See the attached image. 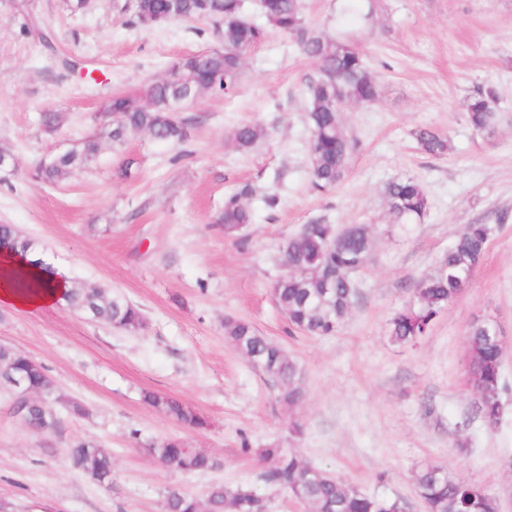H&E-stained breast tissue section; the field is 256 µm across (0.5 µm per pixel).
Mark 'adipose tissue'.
Wrapping results in <instances>:
<instances>
[{
	"mask_svg": "<svg viewBox=\"0 0 512 512\" xmlns=\"http://www.w3.org/2000/svg\"><path fill=\"white\" fill-rule=\"evenodd\" d=\"M23 270L29 277L42 280L43 285L24 293L18 290L13 280L15 270ZM69 280L65 268L53 265L44 269L31 264H18L12 250L0 251V302L22 309H33L58 302Z\"/></svg>",
	"mask_w": 512,
	"mask_h": 512,
	"instance_id": "obj_1",
	"label": "adipose tissue"
}]
</instances>
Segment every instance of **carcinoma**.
Masks as SVG:
<instances>
[{"label":"carcinoma","mask_w":512,"mask_h":512,"mask_svg":"<svg viewBox=\"0 0 512 512\" xmlns=\"http://www.w3.org/2000/svg\"><path fill=\"white\" fill-rule=\"evenodd\" d=\"M134 24L151 28L179 20H213L223 27L220 49L186 55L171 65L168 74L153 81L142 93L148 106L126 93H117L102 106L112 117V125L86 137L78 147L38 166L46 183L57 184L71 172L93 161L103 143L122 146L129 135L146 133L162 143L188 139V121L180 116L184 105L205 92L233 87L244 54L262 42L267 28L298 39L302 52L317 66V76L307 85L306 118L310 128L309 176L313 190H335L348 170L355 142L345 131L337 98L353 103L376 99L377 85L364 65L352 39H328L306 33L301 0H261L259 11L265 23L245 17L243 0H132ZM496 98L491 88H479L469 98L467 119L478 133H491L499 122L492 107ZM265 135L259 125L235 128L233 139L248 148ZM420 150L432 155L448 153V139L427 127L414 132ZM253 187L244 183L224 198V210L216 223L224 235L233 236L252 222L248 201ZM389 213L399 224L425 215L428 199L422 185L413 178L390 182L385 189ZM491 228L469 224L456 237L434 271L414 288L411 302L395 313L390 336L399 344H414L428 335L435 318L469 287L470 276L483 265ZM0 244L21 252L39 247L33 239L17 234L10 224H0ZM371 247L369 229L352 224L341 229L331 224H305L288 241V272L274 284L273 296L291 327L307 336H332L341 328L352 309L358 290L353 275L365 264ZM62 302L90 320L125 331L142 327L141 310L124 296L100 286L70 287ZM224 335L247 359L260 363L259 371L273 380L278 398L292 406L304 398L299 372L286 351L263 336L249 322L224 320ZM469 382L479 394V410L488 422L496 421L502 410V344L489 324H473L468 330ZM24 381L34 395L43 397L52 408L55 387L45 367L18 348L0 345V384ZM145 401L189 427H201L199 417L181 402L147 392ZM44 409L24 411L22 422L40 431ZM150 453L170 468L185 474L203 473L214 467L208 454L188 448L179 439H169L149 448ZM75 469L101 483L112 479V457L92 443L78 442L69 448ZM265 464L262 479L272 489L285 490L305 503L311 512H405L403 503L384 495L361 493L318 467L304 465L294 452L275 444L260 453ZM419 497L428 512H498L496 499L481 487L453 479L434 463L421 465L413 475ZM266 500L251 488L228 490L212 486L202 500L177 487L166 490L164 512H266Z\"/></svg>","instance_id":"carcinoma-1"}]
</instances>
